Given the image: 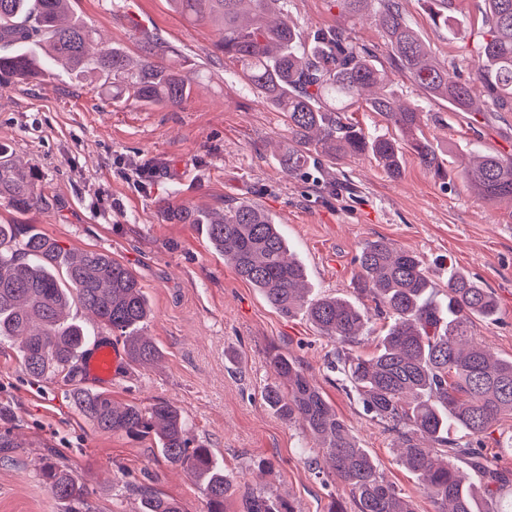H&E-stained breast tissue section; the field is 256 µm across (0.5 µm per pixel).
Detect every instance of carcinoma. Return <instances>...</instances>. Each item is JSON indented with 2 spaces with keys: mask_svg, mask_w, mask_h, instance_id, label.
Wrapping results in <instances>:
<instances>
[{
  "mask_svg": "<svg viewBox=\"0 0 512 512\" xmlns=\"http://www.w3.org/2000/svg\"><path fill=\"white\" fill-rule=\"evenodd\" d=\"M176 11L196 21L222 26L217 44L239 67L237 75L282 112L288 139L276 156L296 174L324 157L331 162L372 157L393 179L401 177L407 144L418 163L439 179L451 175L439 147L420 133L418 107L399 104L388 92L389 76L375 52L354 43L339 27L306 36L288 17L285 0H170ZM378 23L390 65L423 91L443 99L455 112L474 110L473 83L479 82L492 111L512 112V0H484L489 38L481 45L475 78L434 63L408 23L399 0H378ZM453 0H427L432 24L453 26ZM70 0H0V42L41 41L0 54V88L66 72L92 73L112 90V101L180 107L191 83L156 35L143 38L145 60L130 63L119 45L91 50L98 32L69 17ZM364 100L366 107L399 130L402 139L365 134L345 116ZM459 173L477 197L494 203L512 200V160L480 150L462 157ZM29 211L42 202L36 174L16 162L0 144V203ZM180 224H197L210 247L229 261L237 276L257 288L285 317L303 315L336 343L333 368L354 392L365 412L397 436L398 461L422 482L435 512H512V471L499 466L474 442L512 415V359L494 356L471 341L474 320L498 314L492 293L465 272L448 277V290L436 298L429 267L416 253L385 240L367 243L358 257L354 293L374 309L342 296L309 297L306 273L293 257L279 224L260 206L241 202L224 213L187 207L170 210ZM90 312L124 339L128 364L144 367L162 352L145 328L151 309L135 272L102 251L65 252L31 227L0 224V341L17 345L26 374L73 380L72 400L97 428L128 437L151 438L165 460L187 470L200 485L207 512H224L233 482L212 449L192 443L182 413L164 399L146 406H119L105 392L83 387L75 364L91 340L89 330L69 317L71 305ZM388 320L380 336H365L370 312ZM369 357L349 352L366 339ZM277 383L262 397L283 420L301 424L318 442L322 464L349 489L357 512H415L412 497L379 472L349 426L300 364L275 349L267 356ZM465 460L485 479L480 488L464 482L456 462ZM41 475L50 492L80 512L86 490L52 457ZM141 512H183L179 502L149 487L139 489ZM244 512H294L291 502L261 492L243 495Z\"/></svg>",
  "mask_w": 512,
  "mask_h": 512,
  "instance_id": "obj_1",
  "label": "carcinoma"
}]
</instances>
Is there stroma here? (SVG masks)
I'll return each instance as SVG.
<instances>
[{"instance_id": "1", "label": "stroma", "mask_w": 512, "mask_h": 512, "mask_svg": "<svg viewBox=\"0 0 512 512\" xmlns=\"http://www.w3.org/2000/svg\"><path fill=\"white\" fill-rule=\"evenodd\" d=\"M286 7L300 30L342 27L388 65L377 0L355 18L335 0H287ZM400 7L436 63L474 75L487 36L482 0H454L461 24L451 32L431 24L425 0H400ZM74 12L135 61L142 32L158 35L192 83L179 108L116 104L98 83L64 72L0 88V143L34 169L44 197L42 207L24 213L0 204V224L31 225L70 252H109L137 274L147 295L146 334L162 358L150 368H126L107 389L113 402L143 406L162 398L178 407L233 479L236 493L224 512H242L241 495L251 490L289 500L295 512H328L336 498L354 512L348 491L308 466L315 441L262 399L275 380L267 354L279 350L314 379L385 478L412 496L416 512H434L398 462L393 434L330 369L335 344L305 318L279 314L196 225L170 220L165 207L261 206L321 295H352L358 256L370 240L423 257L440 289L449 271H465L492 291L499 309L497 321L474 322L472 339L511 359L512 204L485 203L464 181H438L411 158L396 180L367 156L322 162L338 180L333 188L313 175L287 174L271 149L288 138L284 117L216 51L218 26L188 21L169 0H76ZM389 76L396 96L421 106L420 130L447 161L474 149L512 158V112H454L407 75ZM70 390L61 377L33 381L16 349L0 344V439L13 442L0 448V512H65L40 476L51 453L87 488L83 512H140V486L178 500L183 512H206L201 488L181 466L151 440L98 429L75 409ZM264 461L272 472H260Z\"/></svg>"}]
</instances>
